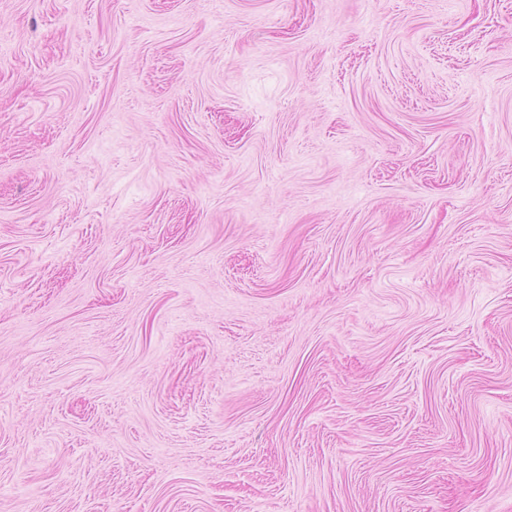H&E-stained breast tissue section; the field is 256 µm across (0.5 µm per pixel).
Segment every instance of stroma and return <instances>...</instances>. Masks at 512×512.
<instances>
[{"label":"stroma","mask_w":512,"mask_h":512,"mask_svg":"<svg viewBox=\"0 0 512 512\" xmlns=\"http://www.w3.org/2000/svg\"><path fill=\"white\" fill-rule=\"evenodd\" d=\"M0 512H512V0H0Z\"/></svg>","instance_id":"1"}]
</instances>
